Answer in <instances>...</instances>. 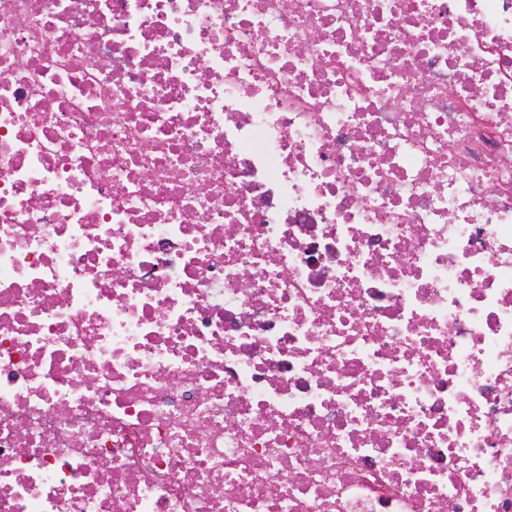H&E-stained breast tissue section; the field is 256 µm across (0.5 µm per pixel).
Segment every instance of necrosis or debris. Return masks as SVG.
<instances>
[{
	"label": "necrosis or debris",
	"instance_id": "4bbe7bcc",
	"mask_svg": "<svg viewBox=\"0 0 512 512\" xmlns=\"http://www.w3.org/2000/svg\"><path fill=\"white\" fill-rule=\"evenodd\" d=\"M0 512H512V0H0Z\"/></svg>",
	"mask_w": 512,
	"mask_h": 512
}]
</instances>
